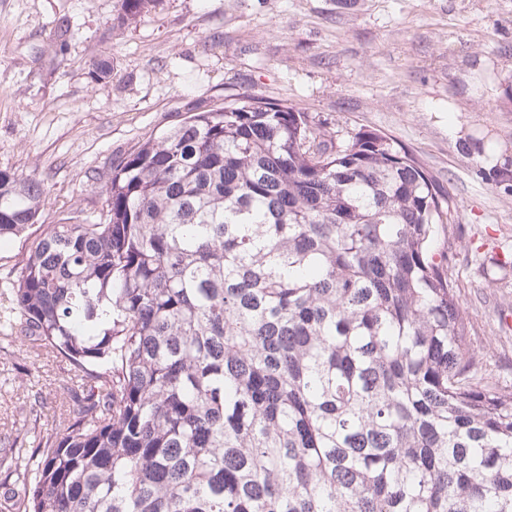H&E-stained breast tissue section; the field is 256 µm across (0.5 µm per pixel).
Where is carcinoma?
Returning a JSON list of instances; mask_svg holds the SVG:
<instances>
[{"instance_id": "1", "label": "carcinoma", "mask_w": 512, "mask_h": 512, "mask_svg": "<svg viewBox=\"0 0 512 512\" xmlns=\"http://www.w3.org/2000/svg\"><path fill=\"white\" fill-rule=\"evenodd\" d=\"M43 194L0 171V239ZM451 217L392 137L252 95L140 144L11 282L8 341L77 382L9 449L12 512H512V389L467 382L429 254Z\"/></svg>"}]
</instances>
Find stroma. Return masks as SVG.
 Returning <instances> with one entry per match:
<instances>
[{"label": "stroma", "instance_id": "stroma-1", "mask_svg": "<svg viewBox=\"0 0 512 512\" xmlns=\"http://www.w3.org/2000/svg\"><path fill=\"white\" fill-rule=\"evenodd\" d=\"M117 15V0H0V170L45 187L38 223L0 240V306L44 225L98 220L112 162L255 95L386 133L447 191L433 252L453 270L468 380L512 387V193L486 180L478 144L512 161V0H158ZM101 59L112 73L96 82ZM67 381L63 358L0 351V512L13 440L54 430Z\"/></svg>", "mask_w": 512, "mask_h": 512}]
</instances>
